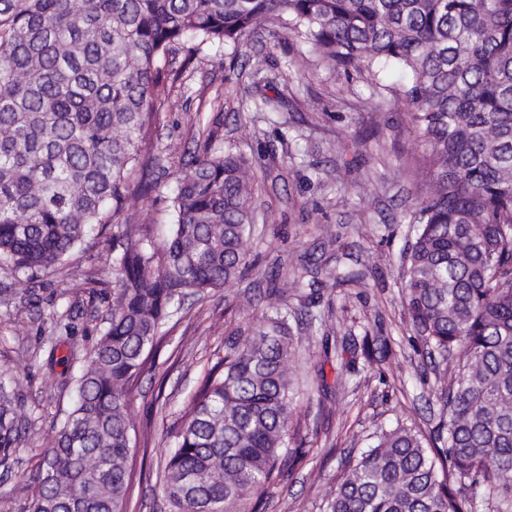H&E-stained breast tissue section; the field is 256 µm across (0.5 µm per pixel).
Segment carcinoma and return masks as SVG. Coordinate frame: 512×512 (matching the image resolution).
<instances>
[{"label": "carcinoma", "mask_w": 512, "mask_h": 512, "mask_svg": "<svg viewBox=\"0 0 512 512\" xmlns=\"http://www.w3.org/2000/svg\"><path fill=\"white\" fill-rule=\"evenodd\" d=\"M263 21L324 65L407 81L395 97L425 146L402 302L452 371L433 437L398 424L327 487L328 512H512V0H0V274L31 281L112 225V307L41 452L27 512H127L137 479L130 391L184 299L247 265L254 166L209 151L179 172L168 237L115 224L166 98L175 45L243 43ZM183 409L163 475L168 512H261L293 419L282 294ZM21 378L0 372V457L24 447Z\"/></svg>", "instance_id": "cac0c4a2"}]
</instances>
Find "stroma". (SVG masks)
Returning <instances> with one entry per match:
<instances>
[{"label": "stroma", "instance_id": "stroma-1", "mask_svg": "<svg viewBox=\"0 0 512 512\" xmlns=\"http://www.w3.org/2000/svg\"><path fill=\"white\" fill-rule=\"evenodd\" d=\"M187 54L183 43L171 56L182 74L143 146L157 159L149 174L160 188L129 195L116 221L157 242L167 237L177 172L207 143L254 163L259 230L242 277L187 302L152 372L135 386V459L163 465L182 409L229 346L251 335L278 289L294 336L291 445L299 453L288 476L269 486L263 512H325V485L375 432L406 419L426 431L439 420L440 383L401 303L409 218L429 190L416 163L422 148L405 102L375 109L368 76L320 67L308 45L274 23L260 24L238 47ZM259 58L270 85L254 75ZM218 92L224 109L215 112ZM263 94L280 98L277 111L256 110ZM336 139L347 141L346 155L326 152ZM351 273L365 286L335 285V275ZM111 292L112 230L99 227L60 265L0 295V372L21 376L24 415V446L0 463V512H24L40 453L75 399L66 380L85 364ZM67 310L76 333L61 337L52 316ZM328 336L351 349L372 338L373 355L337 372L335 356L323 352Z\"/></svg>", "mask_w": 512, "mask_h": 512}]
</instances>
